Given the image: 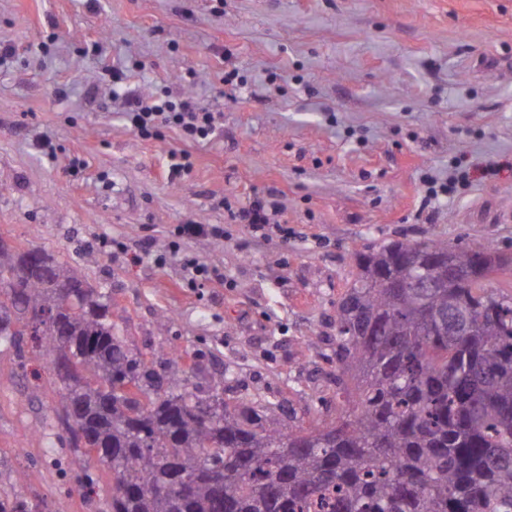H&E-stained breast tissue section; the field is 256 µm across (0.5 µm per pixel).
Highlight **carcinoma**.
<instances>
[{
	"instance_id": "cac0c4a2",
	"label": "carcinoma",
	"mask_w": 512,
	"mask_h": 512,
	"mask_svg": "<svg viewBox=\"0 0 512 512\" xmlns=\"http://www.w3.org/2000/svg\"><path fill=\"white\" fill-rule=\"evenodd\" d=\"M477 247L393 241L355 255L326 337L327 391L224 400V374L129 347L112 296L34 244L0 238V348L55 363L76 454L112 470L99 512H512V291ZM418 275L431 288L406 286ZM0 512H31L0 495Z\"/></svg>"
}]
</instances>
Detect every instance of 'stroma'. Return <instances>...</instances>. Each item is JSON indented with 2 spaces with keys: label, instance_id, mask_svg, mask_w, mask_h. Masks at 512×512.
<instances>
[{
  "label": "stroma",
  "instance_id": "1",
  "mask_svg": "<svg viewBox=\"0 0 512 512\" xmlns=\"http://www.w3.org/2000/svg\"><path fill=\"white\" fill-rule=\"evenodd\" d=\"M0 45L13 51L0 66V237L110 289L130 346L202 353L226 396L305 412L327 385L325 339L358 251L430 238L512 254V0H0ZM118 64L138 93L219 112L215 138L135 135L101 80ZM232 69L237 91L222 81ZM182 148L194 167L168 178ZM452 159L469 186L427 201L424 177L447 180ZM271 189L268 237L228 223L226 205ZM188 221L225 225L223 241L181 243L223 283L188 287L170 256ZM55 378L47 361L0 350V490L95 512L85 480L112 473L62 445Z\"/></svg>",
  "mask_w": 512,
  "mask_h": 512
}]
</instances>
